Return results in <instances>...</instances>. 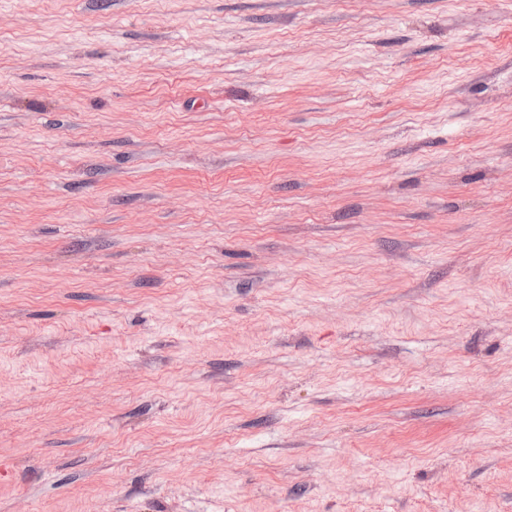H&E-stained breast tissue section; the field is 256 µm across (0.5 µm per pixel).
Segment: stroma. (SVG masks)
Instances as JSON below:
<instances>
[{"label": "stroma", "mask_w": 512, "mask_h": 512, "mask_svg": "<svg viewBox=\"0 0 512 512\" xmlns=\"http://www.w3.org/2000/svg\"><path fill=\"white\" fill-rule=\"evenodd\" d=\"M0 512H512V0H0Z\"/></svg>", "instance_id": "stroma-1"}]
</instances>
